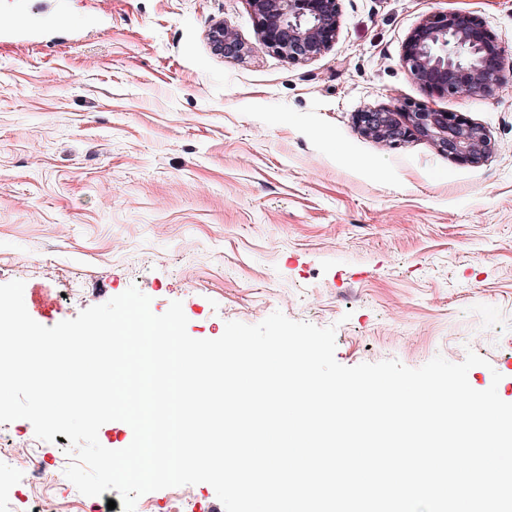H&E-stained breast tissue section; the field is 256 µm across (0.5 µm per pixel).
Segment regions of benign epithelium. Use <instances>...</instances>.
<instances>
[{
    "label": "benign epithelium",
    "mask_w": 512,
    "mask_h": 512,
    "mask_svg": "<svg viewBox=\"0 0 512 512\" xmlns=\"http://www.w3.org/2000/svg\"><path fill=\"white\" fill-rule=\"evenodd\" d=\"M258 34L272 52L293 62L322 55L336 41L338 0H251ZM215 51L240 57L246 47L217 25L210 32ZM504 50L479 17L463 11L424 18L409 35L402 64L423 87L442 94L486 96L504 80ZM361 132L394 145L415 137L432 142L449 157L482 161L491 150L484 129L457 114L419 105L393 106L356 114Z\"/></svg>",
    "instance_id": "obj_1"
}]
</instances>
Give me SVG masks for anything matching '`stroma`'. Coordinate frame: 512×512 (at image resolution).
Here are the masks:
<instances>
[{
    "label": "stroma",
    "instance_id": "obj_1",
    "mask_svg": "<svg viewBox=\"0 0 512 512\" xmlns=\"http://www.w3.org/2000/svg\"><path fill=\"white\" fill-rule=\"evenodd\" d=\"M448 10L512 66V0H339L307 62L262 43L249 0H0V284L46 327L133 286L157 315L181 301L196 339L258 306L335 326L349 367L472 348L470 386L512 403V78L443 95L401 63ZM218 24L246 55L214 53ZM397 104L462 115L490 153L359 132Z\"/></svg>",
    "mask_w": 512,
    "mask_h": 512
}]
</instances>
